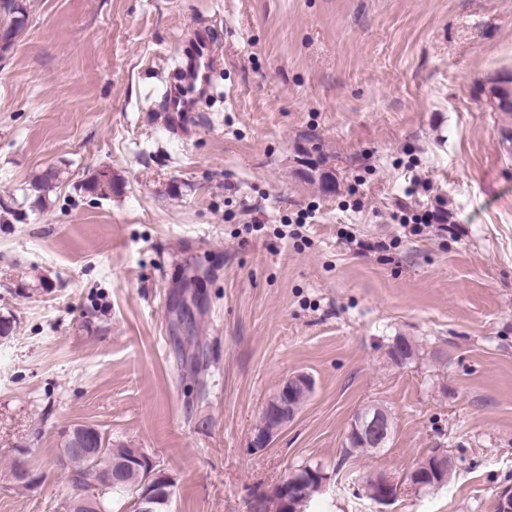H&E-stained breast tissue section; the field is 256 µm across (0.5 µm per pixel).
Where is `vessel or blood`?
I'll return each instance as SVG.
<instances>
[{
    "instance_id": "vessel-or-blood-1",
    "label": "vessel or blood",
    "mask_w": 512,
    "mask_h": 512,
    "mask_svg": "<svg viewBox=\"0 0 512 512\" xmlns=\"http://www.w3.org/2000/svg\"><path fill=\"white\" fill-rule=\"evenodd\" d=\"M196 49L187 57L182 67V77L171 85L166 93V125L170 130L183 127L196 109L197 101L209 94L213 72L220 64L216 41L208 29L200 28L194 33Z\"/></svg>"
}]
</instances>
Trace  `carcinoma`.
Listing matches in <instances>:
<instances>
[{
  "label": "carcinoma",
  "mask_w": 512,
  "mask_h": 512,
  "mask_svg": "<svg viewBox=\"0 0 512 512\" xmlns=\"http://www.w3.org/2000/svg\"><path fill=\"white\" fill-rule=\"evenodd\" d=\"M5 10L14 14L8 29L7 37L17 34L25 25V11L23 5L17 0H11ZM491 103L502 112H512V78L497 81L490 89ZM62 171L56 166H48L42 170L31 182L30 192L34 197L33 206L46 207V195L61 181ZM121 184L116 175L109 176L108 182L102 183L97 176H92L85 185L86 191L100 197H107L120 190ZM390 358L397 364H405L415 359L416 346L405 336H399L390 346ZM90 447L94 452L90 455L70 453L64 444H59V458L66 465L68 480L71 485L82 490L88 485L87 479L91 477H106L115 467V463L124 459L131 453V449L124 445L112 446V440L102 431L90 435ZM373 451V445L363 442L359 437L350 435L344 440V455L356 452L367 453ZM124 483L117 487H109L104 494V512H112V494L139 492L143 474L136 468H127L123 473Z\"/></svg>",
  "instance_id": "carcinoma-1"
}]
</instances>
